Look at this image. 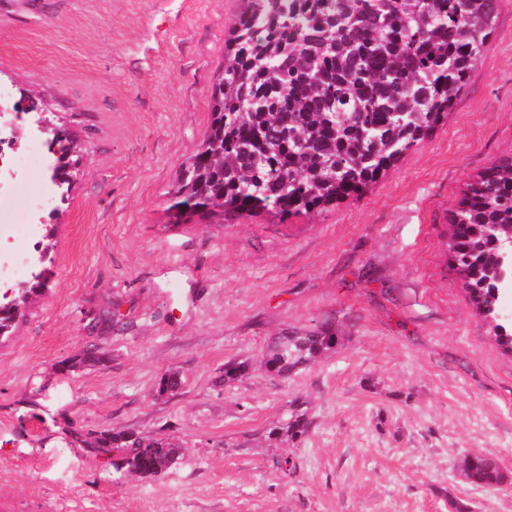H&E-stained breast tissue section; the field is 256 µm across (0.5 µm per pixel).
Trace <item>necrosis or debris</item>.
Returning <instances> with one entry per match:
<instances>
[{
  "label": "necrosis or debris",
  "mask_w": 512,
  "mask_h": 512,
  "mask_svg": "<svg viewBox=\"0 0 512 512\" xmlns=\"http://www.w3.org/2000/svg\"><path fill=\"white\" fill-rule=\"evenodd\" d=\"M11 102V95L0 92V280L33 264L40 217L56 197L41 132L33 131L22 146L6 132L4 108Z\"/></svg>",
  "instance_id": "4bbe7bcc"
}]
</instances>
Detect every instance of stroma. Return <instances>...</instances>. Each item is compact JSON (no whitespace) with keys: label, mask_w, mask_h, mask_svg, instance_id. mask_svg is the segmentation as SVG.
<instances>
[{"label":"stroma","mask_w":512,"mask_h":512,"mask_svg":"<svg viewBox=\"0 0 512 512\" xmlns=\"http://www.w3.org/2000/svg\"><path fill=\"white\" fill-rule=\"evenodd\" d=\"M241 0H0V86L79 147L50 276L0 340V512H512V355L449 262L448 216L512 153V0L432 136L323 212L179 222L169 191L210 123ZM329 320L341 345L285 378L275 336ZM104 352L105 362L91 360ZM247 363L224 379L225 363ZM178 373L172 392L162 376ZM309 429L279 478L263 436ZM125 428L177 464L119 474L70 444ZM480 452L507 480L461 473ZM305 402H293L288 417L280 425H275L268 432L269 441H277L281 438L297 440L308 431L307 411L302 406Z\"/></svg>","instance_id":"1"}]
</instances>
